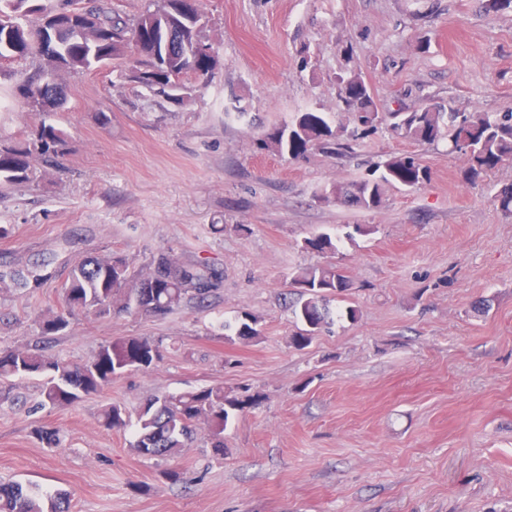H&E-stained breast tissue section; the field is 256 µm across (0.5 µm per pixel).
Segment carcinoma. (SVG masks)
Masks as SVG:
<instances>
[{"instance_id": "cac0c4a2", "label": "carcinoma", "mask_w": 512, "mask_h": 512, "mask_svg": "<svg viewBox=\"0 0 512 512\" xmlns=\"http://www.w3.org/2000/svg\"><path fill=\"white\" fill-rule=\"evenodd\" d=\"M162 7L146 9L133 19L112 11L111 0H57L48 10L36 0H0V60L26 62L35 57L49 60L53 69L38 70L18 86L17 94L35 111L46 112L62 101V85L54 74L101 67L132 47L134 64L128 77L149 91L174 102L184 100L179 78L191 73L200 78L217 66L211 44L201 35L205 26L201 0H161ZM343 110L361 131L330 126L316 112H304L291 124L274 126L265 133L264 145L292 158L318 149L329 154H352L359 133H368L387 122L396 135L419 144H433L448 137L452 149L468 158L466 179L475 183L505 161H512V112L466 115L450 108L421 107L403 112H381L370 87L352 71L338 77ZM65 146L63 134L43 123L34 137L10 146L0 145V184L30 181L34 162L49 160ZM428 169L413 155H398L384 162L382 173L346 185L325 189L319 199L359 210L379 208L387 187H417L428 181ZM306 250L333 254L336 245L327 234L304 241ZM49 263L36 261L24 268L0 269V287L39 288L51 278ZM299 301L294 315L303 325L291 343L298 349L333 322L330 298L352 288L348 275L334 264L299 269L292 280ZM219 286L206 264L185 265L162 251L150 261L149 271L134 276L126 256L110 252L84 259L71 271L62 289L63 306L43 315L41 337L54 339L70 319L82 313L104 318L114 313H148L164 316L178 308L187 295L204 298ZM256 321L246 314L234 326L242 340L259 335ZM162 359L159 346L134 336L120 337L102 345L83 363L59 360L42 349L1 348L0 380L41 377L39 405L70 406L97 394L112 379L129 370H148ZM257 396H231L224 386H209L146 402L137 416L135 450L143 455L175 454L193 439L196 425L204 421L206 442L216 454L224 453V430L229 422ZM108 429L127 426L125 409L110 404L100 414ZM0 512H70L64 494L39 492L18 482H0Z\"/></svg>"}]
</instances>
